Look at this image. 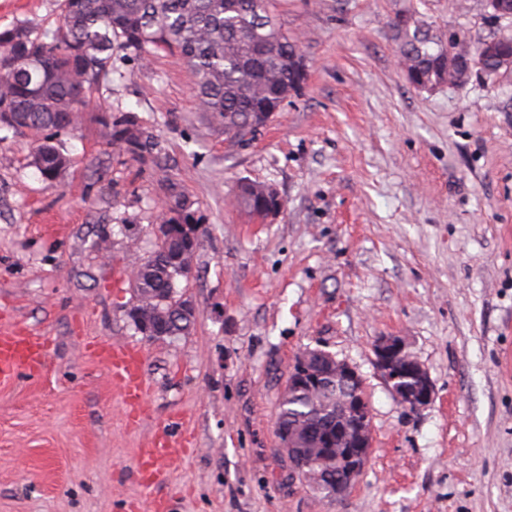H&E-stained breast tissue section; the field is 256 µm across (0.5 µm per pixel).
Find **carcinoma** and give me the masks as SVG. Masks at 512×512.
Wrapping results in <instances>:
<instances>
[{
	"label": "carcinoma",
	"mask_w": 512,
	"mask_h": 512,
	"mask_svg": "<svg viewBox=\"0 0 512 512\" xmlns=\"http://www.w3.org/2000/svg\"><path fill=\"white\" fill-rule=\"evenodd\" d=\"M393 40L407 81L426 90L455 85L467 70L492 80L504 73L501 58L512 59V31L497 35V52H479L466 35L441 37L424 17L395 15ZM121 50L145 57L157 50L178 53L195 76L198 109L224 129L225 139L241 142L282 111L307 77L306 57L275 18L274 0H60L55 26L38 30L19 23L0 32V128L40 138L32 166L56 184L72 166L58 137L77 130L88 111V94L112 80V56ZM94 121L104 141L134 160L158 158V142L130 113L100 106ZM160 220L201 224L204 217L174 181L165 185ZM238 206L249 216L266 217L283 203L270 188L247 180L237 186ZM179 246L157 243L139 266L135 302L127 310L138 321L157 325L156 337L181 336L190 328L175 311L178 304ZM330 397L286 393L277 424L295 432L350 425ZM295 457L314 461L308 485L325 498L348 477L345 453L299 448Z\"/></svg>",
	"instance_id": "carcinoma-1"
}]
</instances>
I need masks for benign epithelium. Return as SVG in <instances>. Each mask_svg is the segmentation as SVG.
Returning a JSON list of instances; mask_svg holds the SVG:
<instances>
[{
	"label": "benign epithelium",
	"mask_w": 512,
	"mask_h": 512,
	"mask_svg": "<svg viewBox=\"0 0 512 512\" xmlns=\"http://www.w3.org/2000/svg\"><path fill=\"white\" fill-rule=\"evenodd\" d=\"M201 224H154L152 231L160 241L174 239L183 242L195 251L200 246ZM374 364L381 379L390 389L398 403L409 411H417L432 402L434 389L424 366L407 351L404 340L399 336H385L373 348ZM336 377L346 406L360 417L357 430L350 438L342 430L326 444L337 448L349 444L346 449L351 463V478L363 470L372 446L370 405L363 394L364 379L359 371L345 360L320 349L308 350L299 355L290 368L288 389L313 386L322 378Z\"/></svg>",
	"instance_id": "obj_1"
}]
</instances>
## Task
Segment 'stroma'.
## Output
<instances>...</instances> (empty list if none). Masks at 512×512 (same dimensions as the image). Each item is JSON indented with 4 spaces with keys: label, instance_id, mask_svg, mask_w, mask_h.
Returning <instances> with one entry per match:
<instances>
[{
    "label": "stroma",
    "instance_id": "obj_1",
    "mask_svg": "<svg viewBox=\"0 0 512 512\" xmlns=\"http://www.w3.org/2000/svg\"><path fill=\"white\" fill-rule=\"evenodd\" d=\"M58 9L0 0V29L55 26ZM406 10L475 41L498 28L483 0H279L308 78L257 136L225 141L165 51L115 55L91 103L133 113L166 167L87 120L63 135L75 163L52 186L33 136L0 130V317L50 338L42 376L0 382V512H126L136 448L165 425L186 445L159 485L171 512H512V73L415 89L390 37ZM167 177L205 217L178 282L196 318L150 340L126 311ZM243 179L282 212L260 224L237 208ZM382 336L427 369L425 408L378 376ZM115 341L145 358L133 426L93 353ZM315 348L358 369L371 407V454L338 500L306 486L276 434L289 367Z\"/></svg>",
    "mask_w": 512,
    "mask_h": 512
}]
</instances>
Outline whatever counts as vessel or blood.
I'll use <instances>...</instances> for the list:
<instances>
[{"mask_svg": "<svg viewBox=\"0 0 512 512\" xmlns=\"http://www.w3.org/2000/svg\"><path fill=\"white\" fill-rule=\"evenodd\" d=\"M48 350L45 337L19 329L0 332V380L12 378L19 371L38 375L43 373ZM112 374V384L123 399L129 422H137L144 409L148 385L144 356L134 347L113 343L99 350ZM181 448L174 444L167 431L154 432L139 448L136 468L140 476V495L128 505V512H170L168 498L157 492V485L166 474L167 465L179 455Z\"/></svg>", "mask_w": 512, "mask_h": 512, "instance_id": "b4317fda", "label": "vessel or blood"}]
</instances>
